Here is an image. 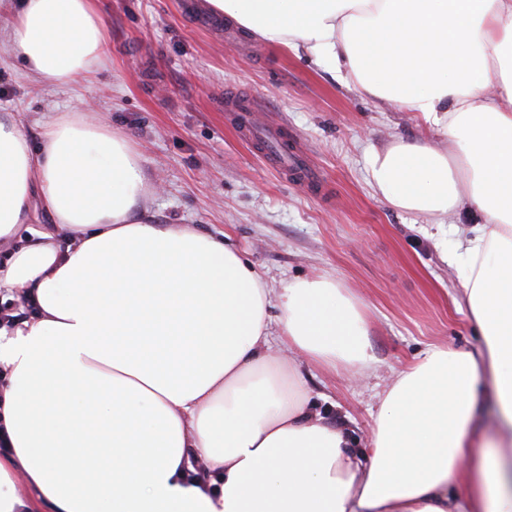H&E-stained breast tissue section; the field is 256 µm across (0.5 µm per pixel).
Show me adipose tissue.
Listing matches in <instances>:
<instances>
[{"label": "adipose tissue", "instance_id": "ef3b65f1", "mask_svg": "<svg viewBox=\"0 0 512 512\" xmlns=\"http://www.w3.org/2000/svg\"><path fill=\"white\" fill-rule=\"evenodd\" d=\"M209 3L453 140L451 153L394 141L370 175L397 209L478 212L455 306L481 345L427 347L353 450L297 369L370 365L366 315L335 279L275 292L228 239L153 223L157 185L90 102L35 147L2 112L0 244L14 249L0 292L35 313L0 320V512H512V0ZM0 33L60 85L108 54L98 0H19ZM36 204L49 225L33 226Z\"/></svg>", "mask_w": 512, "mask_h": 512}]
</instances>
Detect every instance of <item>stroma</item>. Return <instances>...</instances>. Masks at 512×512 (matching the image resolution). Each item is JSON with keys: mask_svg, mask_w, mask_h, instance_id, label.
Wrapping results in <instances>:
<instances>
[{"mask_svg": "<svg viewBox=\"0 0 512 512\" xmlns=\"http://www.w3.org/2000/svg\"><path fill=\"white\" fill-rule=\"evenodd\" d=\"M180 0H100L111 54L104 67L60 87L32 79L0 52V113L38 143L41 126L83 98L124 130L161 191L146 207L160 224L230 235L278 289L313 274L336 278L363 306L374 363L353 379L299 369L316 408L367 447L377 397L432 344L472 351L481 337L453 300L462 292L457 241L477 214L462 204L431 218L393 207L370 182L372 155L397 139L447 138L414 112L359 93L351 76L312 55L228 25L198 27ZM246 95L258 124L284 128L323 175L320 190L268 165L259 142L236 132L226 91Z\"/></svg>", "mask_w": 512, "mask_h": 512, "instance_id": "obj_1", "label": "stroma"}]
</instances>
